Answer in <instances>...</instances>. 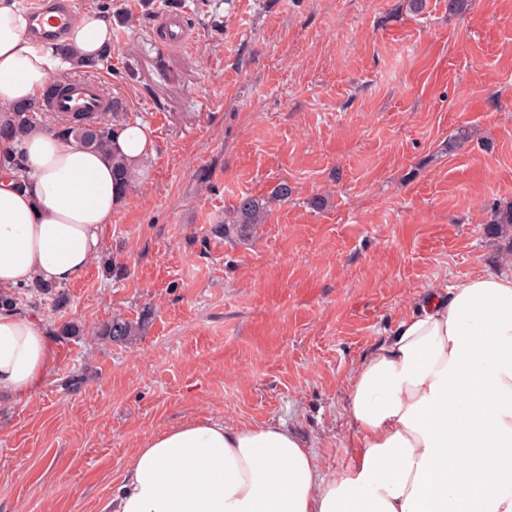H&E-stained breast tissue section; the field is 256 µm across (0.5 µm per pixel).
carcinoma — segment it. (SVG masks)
<instances>
[{
	"mask_svg": "<svg viewBox=\"0 0 512 512\" xmlns=\"http://www.w3.org/2000/svg\"><path fill=\"white\" fill-rule=\"evenodd\" d=\"M125 124L123 116L112 113V118L106 121L88 114H77L68 118L59 119L55 124L43 121L40 113L29 110L16 109L11 113L10 119L0 126V134L12 135L22 139L34 131L52 133L57 136L72 138L81 146L90 149L112 166V174L119 191L127 194L133 187L129 164L118 144V134ZM290 188L286 183L278 184L266 199L244 197L239 201L233 212L230 223L236 225L239 235L247 236L251 228L256 224L266 221L269 204L288 196ZM490 223L494 225L495 232L511 241L504 257H512V202L496 209L491 216ZM28 293L43 295L51 298L54 307L62 308L67 305V297L64 292L53 286L33 284L24 289V292L0 296V305L17 310L22 309L24 295ZM139 331V323L128 319L114 318L104 323L96 335L105 336L108 339L121 342L134 336Z\"/></svg>",
	"mask_w": 512,
	"mask_h": 512,
	"instance_id": "obj_1",
	"label": "carcinoma"
}]
</instances>
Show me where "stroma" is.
Returning <instances> with one entry per match:
<instances>
[{
	"instance_id": "obj_1",
	"label": "stroma",
	"mask_w": 512,
	"mask_h": 512,
	"mask_svg": "<svg viewBox=\"0 0 512 512\" xmlns=\"http://www.w3.org/2000/svg\"><path fill=\"white\" fill-rule=\"evenodd\" d=\"M76 2L112 45L67 79L101 80L154 154L67 305L25 309L56 357L0 404V512H102L147 437L202 416L286 420L343 471L357 364L508 246L483 212L512 202V0ZM173 10L180 47L154 35ZM284 182L248 237L215 234ZM116 316L138 334L93 335Z\"/></svg>"
}]
</instances>
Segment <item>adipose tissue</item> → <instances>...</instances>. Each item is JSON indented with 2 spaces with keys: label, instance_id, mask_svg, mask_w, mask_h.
<instances>
[{
  "label": "adipose tissue",
  "instance_id": "ef3b65f1",
  "mask_svg": "<svg viewBox=\"0 0 512 512\" xmlns=\"http://www.w3.org/2000/svg\"><path fill=\"white\" fill-rule=\"evenodd\" d=\"M0 0V112L36 98L62 63ZM112 42L96 13L72 17L84 60ZM133 173L149 129L122 128ZM24 156L27 178L13 166ZM111 167L72 140L0 139V293L80 280L121 203ZM55 357L33 317L0 307V402L35 393ZM351 466L328 474L284 422L236 427L201 417L136 448L103 512H512V263L430 292L355 368Z\"/></svg>",
  "mask_w": 512,
  "mask_h": 512
}]
</instances>
